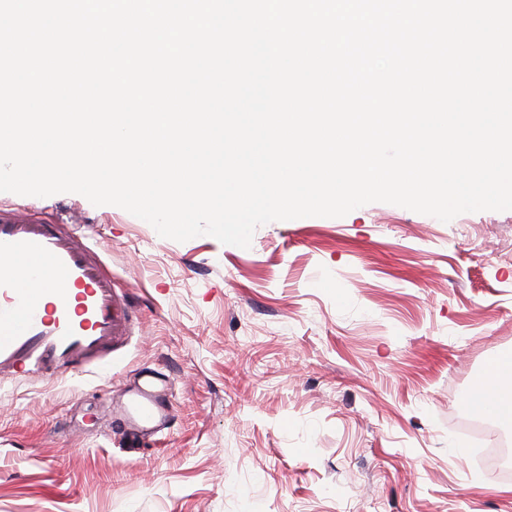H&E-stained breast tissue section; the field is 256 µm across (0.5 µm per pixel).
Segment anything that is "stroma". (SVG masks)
Returning <instances> with one entry per match:
<instances>
[{
	"label": "stroma",
	"mask_w": 512,
	"mask_h": 512,
	"mask_svg": "<svg viewBox=\"0 0 512 512\" xmlns=\"http://www.w3.org/2000/svg\"><path fill=\"white\" fill-rule=\"evenodd\" d=\"M0 211L92 227L136 312L96 375L0 378V512H512L461 421L512 363V210L444 223L387 203L177 242L84 196ZM169 421L127 447L110 413L142 369Z\"/></svg>",
	"instance_id": "1"
}]
</instances>
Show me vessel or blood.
Returning a JSON list of instances; mask_svg holds the SVG:
<instances>
[{
  "label": "vessel or blood",
  "instance_id": "b4317fda",
  "mask_svg": "<svg viewBox=\"0 0 512 512\" xmlns=\"http://www.w3.org/2000/svg\"><path fill=\"white\" fill-rule=\"evenodd\" d=\"M85 232L0 215V374L31 379L112 368V347L128 334L129 304ZM56 301L41 307L40 291ZM164 378L143 372L122 407L136 432L159 431L168 405Z\"/></svg>",
  "mask_w": 512,
  "mask_h": 512
}]
</instances>
